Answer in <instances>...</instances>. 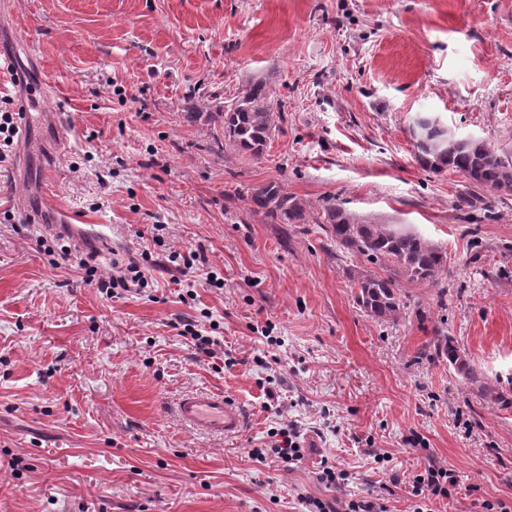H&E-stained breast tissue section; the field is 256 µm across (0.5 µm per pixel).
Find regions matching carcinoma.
Here are the masks:
<instances>
[{
  "label": "carcinoma",
  "mask_w": 512,
  "mask_h": 512,
  "mask_svg": "<svg viewBox=\"0 0 512 512\" xmlns=\"http://www.w3.org/2000/svg\"><path fill=\"white\" fill-rule=\"evenodd\" d=\"M211 119L220 122L226 146L250 157L262 156L279 130L269 105L267 83L261 79L224 102ZM413 135L417 159L424 168L435 173L458 172L473 188L512 194V152L453 136L448 127L436 124L431 117L418 118ZM242 196L251 213L273 224L306 223L307 204L288 193L278 180L249 187ZM320 208L322 223L343 252L386 270L383 275L359 271L353 274L357 304L376 319L394 320L399 315V280L431 284L444 268L442 250L415 232L360 218L336 204L333 197L323 198ZM427 346L433 348L430 357L448 362L461 379L471 384L481 382L482 373L454 345L453 338L436 336Z\"/></svg>",
  "instance_id": "carcinoma-1"
}]
</instances>
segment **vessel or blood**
Returning a JSON list of instances; mask_svg holds the SVG:
<instances>
[{
    "instance_id": "b4317fda",
    "label": "vessel or blood",
    "mask_w": 512,
    "mask_h": 512,
    "mask_svg": "<svg viewBox=\"0 0 512 512\" xmlns=\"http://www.w3.org/2000/svg\"><path fill=\"white\" fill-rule=\"evenodd\" d=\"M182 423L208 435L231 437L245 428V418L238 403L221 393H192L178 401Z\"/></svg>"
}]
</instances>
